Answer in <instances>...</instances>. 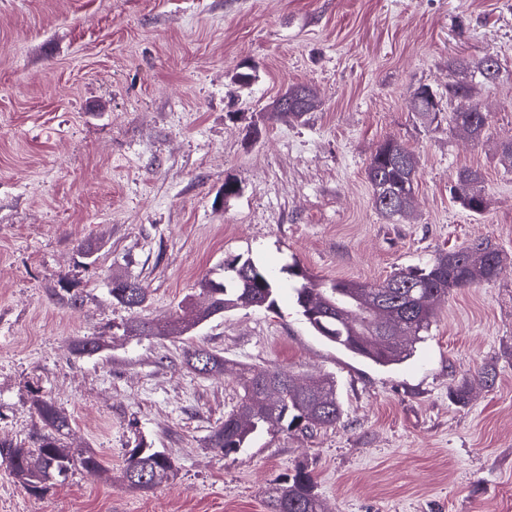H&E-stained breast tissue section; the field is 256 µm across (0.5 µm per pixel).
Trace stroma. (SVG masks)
Segmentation results:
<instances>
[{"label":"stroma","instance_id":"obj_1","mask_svg":"<svg viewBox=\"0 0 512 512\" xmlns=\"http://www.w3.org/2000/svg\"><path fill=\"white\" fill-rule=\"evenodd\" d=\"M488 53L501 70L476 85L481 139L413 111L415 88L447 93L456 60ZM245 62L248 85L235 80ZM298 84L320 106L272 118ZM389 138L418 160L396 223L365 178ZM511 142L512 0H0V441L34 447L38 396L68 416L65 447L109 466L35 497L0 460V512H269L299 466L322 512H512ZM463 168L484 174V215L450 193ZM481 240L502 253L500 275L438 302L413 355L388 368L316 335L284 272L379 281ZM238 256L278 271L276 309L179 337L124 332L206 306L199 281L223 280ZM115 277L143 284L144 307L112 301ZM64 285L77 305L58 299ZM98 335L99 352L74 351ZM198 345L223 372L186 364ZM244 364L333 378L340 421L217 452L209 437L238 404ZM140 443L170 457L173 480L128 487Z\"/></svg>","mask_w":512,"mask_h":512}]
</instances>
